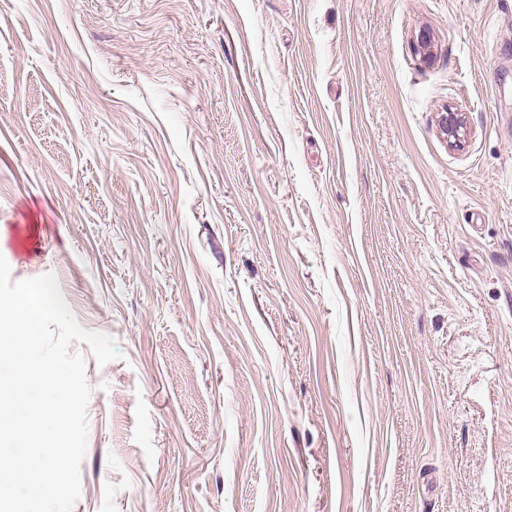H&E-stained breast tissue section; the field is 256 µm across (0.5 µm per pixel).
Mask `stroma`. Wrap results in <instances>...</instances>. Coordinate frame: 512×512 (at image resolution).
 I'll use <instances>...</instances> for the list:
<instances>
[{"label":"stroma","mask_w":512,"mask_h":512,"mask_svg":"<svg viewBox=\"0 0 512 512\" xmlns=\"http://www.w3.org/2000/svg\"><path fill=\"white\" fill-rule=\"evenodd\" d=\"M0 255L73 512H512V0H0ZM464 117L459 112L451 109L441 113L439 125L443 134L448 137V142L453 146H462L465 134Z\"/></svg>","instance_id":"1"}]
</instances>
